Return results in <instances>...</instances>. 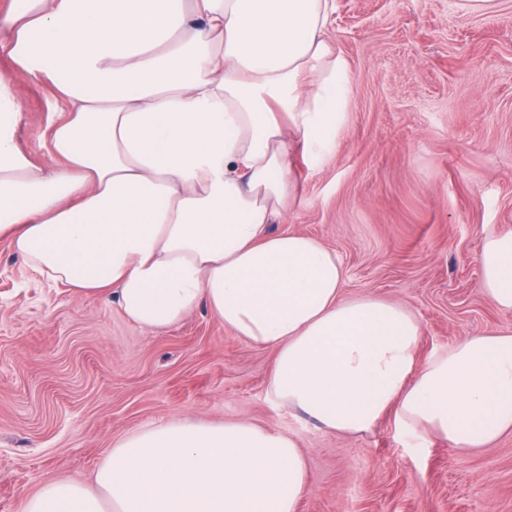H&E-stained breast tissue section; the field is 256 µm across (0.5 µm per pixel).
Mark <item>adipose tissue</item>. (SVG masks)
Returning a JSON list of instances; mask_svg holds the SVG:
<instances>
[{
  "mask_svg": "<svg viewBox=\"0 0 512 512\" xmlns=\"http://www.w3.org/2000/svg\"><path fill=\"white\" fill-rule=\"evenodd\" d=\"M335 0H0V237L75 299L167 329L197 308L269 349V399L333 433L403 430L466 451L512 434V327L419 361L404 305L342 295L320 240L273 232L348 118ZM61 109L43 162L20 147L25 86ZM479 286L512 312V230L485 231ZM293 436L176 417L116 439L91 484L56 480L23 512H297Z\"/></svg>",
  "mask_w": 512,
  "mask_h": 512,
  "instance_id": "1",
  "label": "adipose tissue"
}]
</instances>
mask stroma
<instances>
[{"label":"stroma","instance_id":"1","mask_svg":"<svg viewBox=\"0 0 512 512\" xmlns=\"http://www.w3.org/2000/svg\"><path fill=\"white\" fill-rule=\"evenodd\" d=\"M332 37L351 67L330 162L293 159L298 196L280 232L316 237L346 297L403 303L419 360L512 326L478 284L484 229H512V0H336ZM52 86L27 84L20 144L40 156ZM271 351L206 308L164 330L117 302L77 301L0 241V512L67 477L90 481L113 441L179 416L292 435L312 485L298 512H512V435L460 453L387 413L343 437L267 397Z\"/></svg>","mask_w":512,"mask_h":512}]
</instances>
